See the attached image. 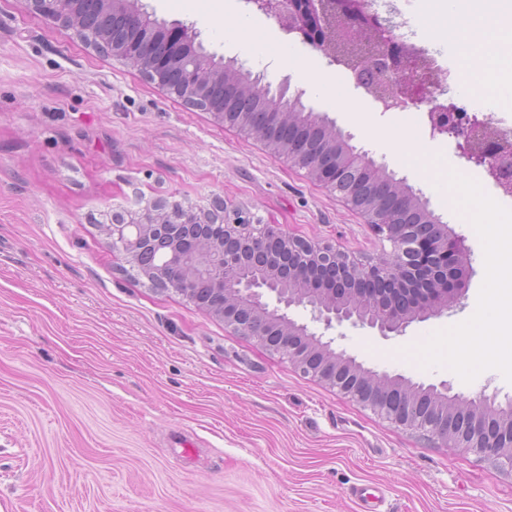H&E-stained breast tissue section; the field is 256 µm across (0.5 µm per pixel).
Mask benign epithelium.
<instances>
[{"label":"benign epithelium","mask_w":512,"mask_h":512,"mask_svg":"<svg viewBox=\"0 0 512 512\" xmlns=\"http://www.w3.org/2000/svg\"><path fill=\"white\" fill-rule=\"evenodd\" d=\"M35 15L70 29L84 4L110 14L118 0H23ZM274 17L283 30L302 43L325 50L333 33L342 48L364 46L348 66L355 86L370 93L366 71L388 97L386 108L427 107L432 134L457 140L468 158L484 166L505 190L512 188V142L486 134L487 123L453 98L430 96L433 70L421 49L399 39L390 21L373 9L370 0H248ZM158 40L157 21L143 13L135 40L121 60L144 70L138 42ZM163 43L171 55H183L199 45L190 25L166 27ZM200 78L184 96L205 91L207 82L223 77L207 57L194 58ZM214 119L243 129L248 113L231 117L214 112ZM278 154L321 185L338 193L363 215L366 223L390 243L391 249L373 262L362 263L329 242L293 237L271 224L239 213L224 217L221 200L198 210L179 202L157 201L135 212H115L105 235L154 285L197 300L205 288L218 299L211 314L224 319L234 334L268 346L308 375L349 399L370 408L390 423L434 436L441 448H467L485 457H512V402L502 406L484 394L467 398L448 394V385L427 387L401 376L363 367L352 356L333 348L334 339L290 311L302 308L328 330L349 322L379 335L402 336L415 321L438 317L458 303L467 288L465 256L445 224L411 228L378 214L377 202L358 196L356 186L379 169L353 149L336 155L329 144L316 154ZM169 212L170 222L157 221ZM404 403L391 402L395 393Z\"/></svg>","instance_id":"benign-epithelium-1"}]
</instances>
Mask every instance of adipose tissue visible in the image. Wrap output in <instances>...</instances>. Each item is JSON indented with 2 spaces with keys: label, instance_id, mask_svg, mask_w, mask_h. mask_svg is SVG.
<instances>
[{
  "label": "adipose tissue",
  "instance_id": "adipose-tissue-1",
  "mask_svg": "<svg viewBox=\"0 0 512 512\" xmlns=\"http://www.w3.org/2000/svg\"><path fill=\"white\" fill-rule=\"evenodd\" d=\"M423 37L439 43L454 33L468 48L499 50L512 41V0H426L416 18ZM472 220L485 244L484 298L448 336V360L462 374L512 365V219L499 216L491 198L470 194Z\"/></svg>",
  "mask_w": 512,
  "mask_h": 512
}]
</instances>
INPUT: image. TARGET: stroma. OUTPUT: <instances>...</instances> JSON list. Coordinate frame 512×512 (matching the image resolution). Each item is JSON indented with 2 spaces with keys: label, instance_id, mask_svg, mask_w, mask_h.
Here are the masks:
<instances>
[{
  "label": "stroma",
  "instance_id": "1",
  "mask_svg": "<svg viewBox=\"0 0 512 512\" xmlns=\"http://www.w3.org/2000/svg\"><path fill=\"white\" fill-rule=\"evenodd\" d=\"M141 3L159 22L193 25L206 54L300 96L461 239L468 288L447 314L388 338L344 325L332 331L337 348L377 371L511 401L512 371L448 367V334L480 304L485 262L481 232L448 185L462 179L504 215L512 194L452 139L432 135L423 111L412 129L422 152L402 163L321 85L349 87L375 127L395 124L396 113L244 0ZM396 3L397 33L427 46L412 31L420 0ZM229 14L273 55L257 58L225 25ZM430 49L456 102L512 123V103L479 106L461 93L466 65L454 44ZM217 196L362 261L387 246L255 135L217 124L21 0H0V512H356L357 485L382 489L386 512H512L511 464L436 447L233 335L182 295L152 287L100 229L116 210L164 198L204 207ZM186 442L195 460L184 457Z\"/></svg>",
  "mask_w": 512,
  "mask_h": 512
}]
</instances>
